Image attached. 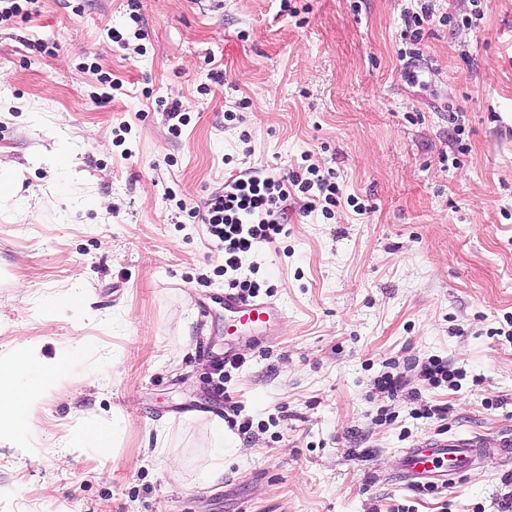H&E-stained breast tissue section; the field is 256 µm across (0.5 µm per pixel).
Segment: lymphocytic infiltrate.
I'll use <instances>...</instances> for the list:
<instances>
[{"instance_id": "lymphocytic-infiltrate-1", "label": "lymphocytic infiltrate", "mask_w": 512, "mask_h": 512, "mask_svg": "<svg viewBox=\"0 0 512 512\" xmlns=\"http://www.w3.org/2000/svg\"><path fill=\"white\" fill-rule=\"evenodd\" d=\"M292 186L303 195H318L327 205L336 203L335 181L312 165L305 173H293L284 183L250 172L230 177L223 190L212 193L205 201L200 219L224 254L223 271L230 276L229 287L251 297L259 295L260 282L237 278L236 273L245 257L285 234L284 202Z\"/></svg>"}]
</instances>
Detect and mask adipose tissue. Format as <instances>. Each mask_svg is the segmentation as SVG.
Masks as SVG:
<instances>
[{
	"label": "adipose tissue",
	"mask_w": 512,
	"mask_h": 512,
	"mask_svg": "<svg viewBox=\"0 0 512 512\" xmlns=\"http://www.w3.org/2000/svg\"><path fill=\"white\" fill-rule=\"evenodd\" d=\"M69 360L46 358L41 345L26 343L19 361L10 369H0V422H11L36 405L44 391L67 375Z\"/></svg>",
	"instance_id": "ef3b65f1"
}]
</instances>
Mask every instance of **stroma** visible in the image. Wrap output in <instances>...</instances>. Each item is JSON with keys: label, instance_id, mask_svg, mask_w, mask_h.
Here are the masks:
<instances>
[{"label": "stroma", "instance_id": "1", "mask_svg": "<svg viewBox=\"0 0 512 512\" xmlns=\"http://www.w3.org/2000/svg\"><path fill=\"white\" fill-rule=\"evenodd\" d=\"M281 3L139 0L135 24L127 0H39L0 26V169L21 179L0 207V366L26 340L73 360L0 434V512L512 504V459L433 491L395 478L419 437L512 433V0H485L471 28V0H292L293 17ZM425 6L405 58L404 19ZM102 72L116 89L99 102ZM161 98L181 103V135ZM63 150L59 176L45 160ZM311 164L343 199L326 214L289 197L287 236L242 269L282 311L256 348L224 330L222 258L189 211L239 171L280 181ZM77 292L97 320L49 311ZM230 346L243 364L220 395ZM431 358L455 384L420 380ZM386 372L404 373L397 394L377 388ZM116 413L110 447L86 441ZM233 414L252 431L225 426L224 469L200 483L211 423ZM63 436L83 450L62 464Z\"/></svg>", "mask_w": 512, "mask_h": 512}]
</instances>
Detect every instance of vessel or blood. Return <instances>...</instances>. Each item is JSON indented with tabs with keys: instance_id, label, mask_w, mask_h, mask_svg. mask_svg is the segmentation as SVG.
Wrapping results in <instances>:
<instances>
[{
	"instance_id": "b4317fda",
	"label": "vessel or blood",
	"mask_w": 512,
	"mask_h": 512,
	"mask_svg": "<svg viewBox=\"0 0 512 512\" xmlns=\"http://www.w3.org/2000/svg\"><path fill=\"white\" fill-rule=\"evenodd\" d=\"M224 309L240 325L258 332L280 314L272 302L246 299L229 289L224 292ZM490 447L498 455L510 457L512 436L495 439L491 444L479 434H451L418 440L402 452L399 478L408 488L448 486Z\"/></svg>"
}]
</instances>
